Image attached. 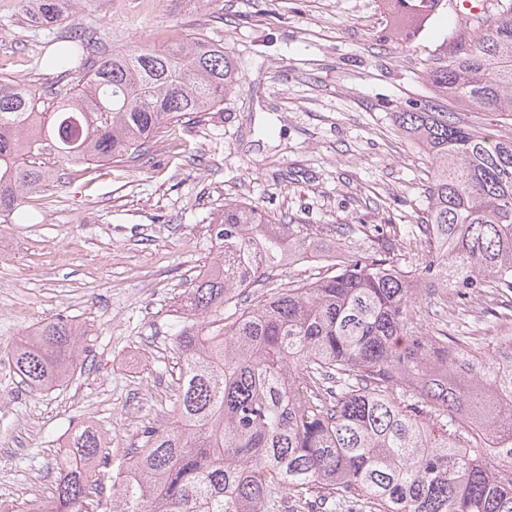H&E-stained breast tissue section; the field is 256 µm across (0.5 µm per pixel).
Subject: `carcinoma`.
I'll return each instance as SVG.
<instances>
[{"instance_id":"1","label":"carcinoma","mask_w":512,"mask_h":512,"mask_svg":"<svg viewBox=\"0 0 512 512\" xmlns=\"http://www.w3.org/2000/svg\"><path fill=\"white\" fill-rule=\"evenodd\" d=\"M34 21L65 18L77 0H22ZM79 31L45 65L68 71ZM433 100L394 113L432 157L422 224L375 228L313 280L248 288L315 249L318 224H292L231 202L212 225L219 252L183 299L173 336L176 420L144 427L112 492L99 431L74 432L48 500L27 512H274L283 495L304 512H512V336L486 349L417 317L448 297L467 305L512 297V137L465 128L448 103L512 117V0L473 24L466 47L427 73ZM239 81L224 45L199 35L91 64L82 83L36 91L0 77V214L44 187L49 155L74 167L135 160L167 125L208 112ZM233 313L226 316L224 310ZM57 317L25 331L10 354L20 382H69L89 349Z\"/></svg>"}]
</instances>
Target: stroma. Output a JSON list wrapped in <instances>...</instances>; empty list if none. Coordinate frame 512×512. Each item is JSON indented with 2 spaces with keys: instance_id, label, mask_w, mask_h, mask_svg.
<instances>
[{
  "instance_id": "obj_1",
  "label": "stroma",
  "mask_w": 512,
  "mask_h": 512,
  "mask_svg": "<svg viewBox=\"0 0 512 512\" xmlns=\"http://www.w3.org/2000/svg\"><path fill=\"white\" fill-rule=\"evenodd\" d=\"M389 0H82L56 25L0 0V76L39 89L73 85L45 52L80 27L91 58L158 49L195 31L228 47L240 82L223 104L168 125L145 163L100 160L0 218V489L22 508L45 500L50 457L77 428L102 429L112 458L141 445L143 425L172 417L171 336L190 281L216 254L211 224L230 201L319 224L318 249L345 254L336 225L418 224L429 158L394 112L428 99L427 67L448 61L471 27L445 5L418 32L389 23ZM484 302L450 311L459 335H512ZM78 324L89 353L48 392L20 384L8 355L47 319Z\"/></svg>"
}]
</instances>
